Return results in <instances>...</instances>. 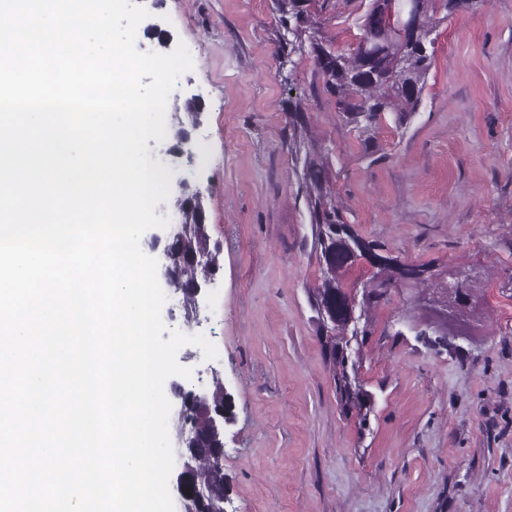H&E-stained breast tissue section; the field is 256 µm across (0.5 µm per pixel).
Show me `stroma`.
Listing matches in <instances>:
<instances>
[{
  "label": "stroma",
  "mask_w": 512,
  "mask_h": 512,
  "mask_svg": "<svg viewBox=\"0 0 512 512\" xmlns=\"http://www.w3.org/2000/svg\"><path fill=\"white\" fill-rule=\"evenodd\" d=\"M139 51L185 43L194 66L151 159L203 194L219 269L187 310L167 290V327L199 394L222 383L224 512H512V0H481L436 29L418 112L363 141L341 121L309 47L277 50L275 0H142ZM366 0H313L320 34L345 50ZM302 99L300 118L288 98ZM199 97L189 121L185 108ZM322 146L328 189L366 239L398 259L471 269L480 314L468 338L430 347L414 291L373 311L359 375L366 430L342 414L311 294L321 282L294 123Z\"/></svg>",
  "instance_id": "35a3bbf8"
}]
</instances>
